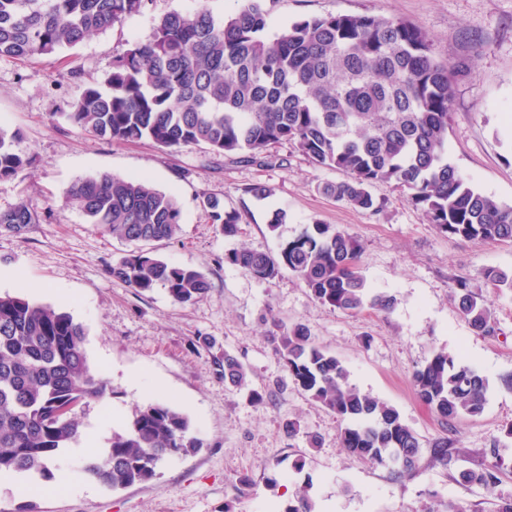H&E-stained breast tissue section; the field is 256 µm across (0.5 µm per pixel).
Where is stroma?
Instances as JSON below:
<instances>
[{"label": "stroma", "instance_id": "1", "mask_svg": "<svg viewBox=\"0 0 512 512\" xmlns=\"http://www.w3.org/2000/svg\"><path fill=\"white\" fill-rule=\"evenodd\" d=\"M201 5L221 19L242 0H150L143 14L60 54L26 63L0 57V127L20 130L16 148L32 159L17 177L0 180V210L22 203L40 218L21 236L0 231V294L55 306L86 326L88 359L108 387L78 413L88 435L106 441L136 407L160 401L182 411L203 443L164 461L151 481L118 491L92 485L77 458L62 455L53 469L78 492L20 497L1 486L0 512H286L305 487L313 512H420L431 499L495 512L512 495V470L493 488L462 484L459 473L485 463L494 446L512 460V391L498 382L512 372V292L483 280L487 268L512 270V243L447 237L391 183L371 188L380 211L338 202L320 187L345 173L314 165L286 143L259 165L203 145L163 150L148 140L108 141L67 119L85 87H104L116 54L148 39L163 15ZM267 9L273 32L325 14L398 17L425 31L438 61L463 68L448 160L475 187L512 205V0H267ZM103 174L145 178L176 196L180 235L146 249L203 272L211 283L207 298L182 305L164 289L139 293L112 279L109 266L131 244L104 235L65 196L73 182ZM255 183L270 195L249 194ZM209 197L240 213L236 237L217 231ZM277 209L288 220L273 231ZM313 222L341 226L360 240L367 283L394 298L390 311L346 314L322 305L288 269L262 282L224 261L243 245L278 255L284 240ZM459 277L483 288L497 318L495 335L470 328L452 297ZM277 321L306 326L342 361L350 383L397 409L422 442L443 434L411 382L431 351L463 353L489 379L485 410L457 423L450 466L392 478L342 448L340 418L292 384L270 342ZM226 351L247 368L248 389L225 384L216 369L215 358ZM252 389L264 393L263 402L250 401ZM291 420L300 432L289 438L283 426ZM312 435L318 447H310ZM301 457L307 463L299 470Z\"/></svg>", "mask_w": 512, "mask_h": 512}]
</instances>
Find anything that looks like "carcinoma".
Instances as JSON below:
<instances>
[{"label": "carcinoma", "mask_w": 512, "mask_h": 512, "mask_svg": "<svg viewBox=\"0 0 512 512\" xmlns=\"http://www.w3.org/2000/svg\"><path fill=\"white\" fill-rule=\"evenodd\" d=\"M149 0H0V57L24 61L53 55L142 13ZM266 0H244L235 15L215 18L204 7L159 18L150 37L113 61L106 87L88 86L67 118L110 141L151 140L172 149L204 144L215 153L264 162L286 142L313 164L347 174L322 186L324 194L360 210H378L370 187L394 183L429 223L450 236L512 242V205L472 185L449 161L448 127L455 70L439 63L431 39L398 18L328 14L295 21L269 35ZM19 132L0 127V179L24 171L30 158L13 148ZM66 198L115 239L149 243L175 238L182 213L176 198L144 178L102 175L74 182ZM204 204L227 238L241 215L216 199ZM39 217L26 205L0 211V230L17 235ZM362 247L334 224L314 223L281 244L278 256L248 247L224 261L259 281L290 270L321 304L344 313L369 305L389 311L394 299L370 294ZM137 292L157 287L179 304L204 299L211 288L199 270L169 263L140 248L109 270ZM486 286L512 291V271L490 267ZM454 299L478 332L497 321L482 292L455 279ZM87 329L67 312L20 296L0 295V474L47 479L63 452H77L84 431L77 410L102 397L106 382L91 366ZM292 383L344 422L340 442L350 454L387 466L397 476L426 462L448 466L451 442L428 446L392 406L349 383V372L302 325L275 324L270 336ZM224 382L242 388L247 370L226 351L216 359ZM419 400L446 429L484 412L489 379L455 356L434 351L412 377ZM202 447L187 416L163 402L137 408L102 451L82 460L84 474L114 491L157 476L167 459ZM494 461L459 473L464 484L495 487L508 468Z\"/></svg>", "instance_id": "carcinoma-1"}]
</instances>
